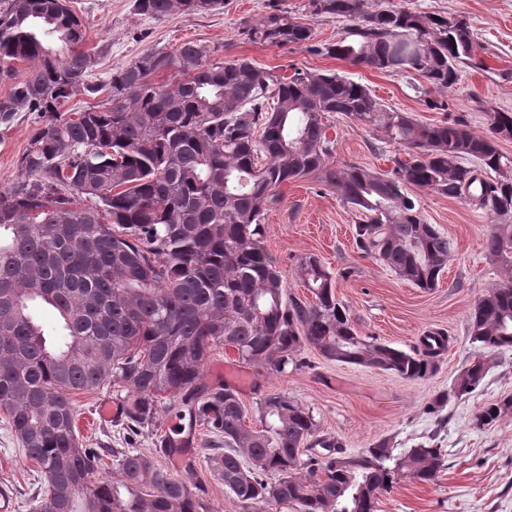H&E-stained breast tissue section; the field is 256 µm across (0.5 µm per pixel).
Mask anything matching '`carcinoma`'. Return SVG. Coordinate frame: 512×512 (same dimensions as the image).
<instances>
[{"label":"carcinoma","mask_w":512,"mask_h":512,"mask_svg":"<svg viewBox=\"0 0 512 512\" xmlns=\"http://www.w3.org/2000/svg\"><path fill=\"white\" fill-rule=\"evenodd\" d=\"M0 79L30 63L29 76L0 97V122L35 112L19 159L24 180L0 191V408L43 482L34 512H202L194 469L179 474L135 448L112 449V474L76 430L72 395L106 384L132 391L130 429L152 426L160 405L178 403L189 428L219 440L206 466L242 512H378L403 479L431 483L444 467L431 442L399 454L384 442L347 455L322 442L308 453L312 410L279 392L258 403L260 426L246 424L237 391L209 388L210 352L227 343L238 357L276 373L312 346L328 361L424 378L448 349L428 330L411 352L361 338L332 275L305 254L296 275L313 294L286 292L264 245L265 211L277 188L309 174L358 213L357 249L420 289L435 287L453 243L427 222L416 186L469 199L491 219L486 259L501 278L475 301L468 338L475 353L436 405L473 393L489 358L512 351V112L485 113L487 132L463 118L421 124L387 108L368 87L334 72L290 77L245 59L217 62L193 41L150 51L88 80L86 30L68 0H0ZM317 13L351 25L326 55L382 72L420 76L447 91L475 60L466 21L404 6L367 11L364 0H310ZM224 0H134L153 19L223 9ZM270 46L304 45L309 26L274 7L245 31ZM176 70L177 79L152 75ZM109 90L81 112L66 104ZM337 113L406 148L386 173L331 161L324 119ZM58 318L48 333L35 308ZM512 410V397L481 406V429Z\"/></svg>","instance_id":"carcinoma-1"}]
</instances>
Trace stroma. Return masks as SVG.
Segmentation results:
<instances>
[{"mask_svg": "<svg viewBox=\"0 0 512 512\" xmlns=\"http://www.w3.org/2000/svg\"><path fill=\"white\" fill-rule=\"evenodd\" d=\"M399 2L418 12L466 20L477 35L481 67L461 66L457 85L438 93V107H430L405 76L320 54L321 46L343 35L347 22L314 14L309 0H279L290 17L311 27L313 40L308 48L248 41L247 27L267 13L270 0H224L219 11L164 19L137 14L134 0H71V5L85 24L84 48L94 59L89 78L95 83L148 50L167 51L194 41L214 48L216 60L245 59L285 76L298 68L336 72L366 85L388 108L410 113L423 124L459 116L471 129L482 132L486 129L484 108L512 111V0ZM37 120V113L21 112L10 125H0V190L22 181L18 160ZM328 122L336 163L386 172L395 159L406 155L401 145L384 141L380 134L342 115H333ZM278 195V203L265 217V245L286 276L288 293L311 300V293L295 274V264L302 255H316L332 273L336 296L347 307L359 336L409 352L424 331L440 329L450 337L449 349L436 358L428 377L407 380L378 369L326 361L309 346L299 353L300 366L281 374L247 364L220 347L208 356L205 383L235 387L251 426L259 423L257 403L262 395L275 391L294 397L312 409L316 439L337 441L351 454L383 439L400 453L436 438L445 459L437 481L402 480L382 496L380 512H512V412L482 430L471 424L481 405L512 396V351L492 360L483 384L469 398L450 401L434 414L426 411L437 395L450 389L472 355L467 337L469 312L475 300L499 279L497 268L482 251L488 216L465 200L419 191L428 223L454 244L439 285L424 291L362 256L353 239L354 211L321 185L316 175L283 184ZM129 393L128 387L109 385L75 394L77 428L87 447L137 448L176 473L192 466L204 489L207 512H240L237 500L205 465L211 433L196 427L192 444L184 450L189 461L181 463L178 457L184 451L179 443L185 434L177 408L161 411L156 426L133 432L122 412ZM105 403L117 410L112 419L97 416L98 407ZM1 486L14 492L17 512H30L41 477L36 463L19 449L0 412Z\"/></svg>", "mask_w": 512, "mask_h": 512, "instance_id": "1", "label": "stroma"}]
</instances>
